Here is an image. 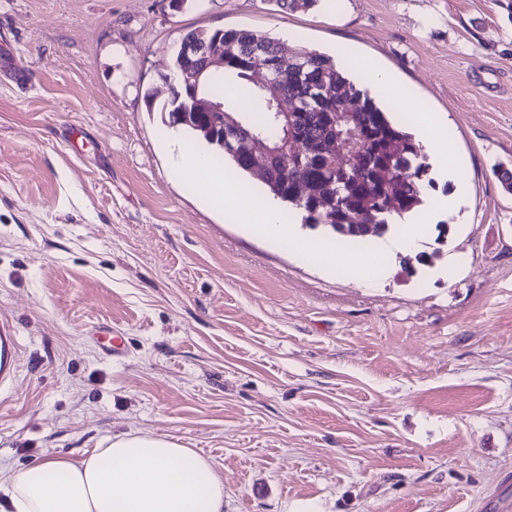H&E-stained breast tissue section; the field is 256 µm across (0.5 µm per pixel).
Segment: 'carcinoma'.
<instances>
[{
	"label": "carcinoma",
	"instance_id": "1",
	"mask_svg": "<svg viewBox=\"0 0 512 512\" xmlns=\"http://www.w3.org/2000/svg\"><path fill=\"white\" fill-rule=\"evenodd\" d=\"M185 39L205 40L224 52V68L209 73L202 92L225 100V88L236 87L250 100L260 117L243 113V126L224 132V142L207 141L217 164L230 162L241 172H250L247 144L253 132L277 141L284 125L272 120V109L253 79L256 68L276 63L272 70L280 91L299 112L296 126L314 154L293 158L277 166L265 181L267 191L288 207L301 210L306 224H324L347 243H367L385 236L391 221L418 210L424 202L422 189L429 165L422 146L404 123L387 116L375 99L354 84L336 66V61L316 51L302 50L283 61L271 38L249 30L190 31ZM359 101L352 117L345 105ZM355 130L362 152L356 164L344 174L324 155L331 138ZM355 224H375L367 236Z\"/></svg>",
	"mask_w": 512,
	"mask_h": 512
}]
</instances>
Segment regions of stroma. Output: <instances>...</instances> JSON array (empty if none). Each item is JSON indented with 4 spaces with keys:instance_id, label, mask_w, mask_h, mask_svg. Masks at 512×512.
I'll use <instances>...</instances> for the list:
<instances>
[{
    "instance_id": "obj_1",
    "label": "stroma",
    "mask_w": 512,
    "mask_h": 512,
    "mask_svg": "<svg viewBox=\"0 0 512 512\" xmlns=\"http://www.w3.org/2000/svg\"><path fill=\"white\" fill-rule=\"evenodd\" d=\"M193 29L378 60L465 160L377 286L206 205L158 135ZM0 469L130 431L209 457L224 512H512V19L498 0H0ZM464 254L458 271L448 256ZM106 324L115 356L94 342ZM13 328L0 323V394L9 393L17 378L16 354L18 343Z\"/></svg>"
}]
</instances>
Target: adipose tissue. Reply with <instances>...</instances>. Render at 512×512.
<instances>
[{"instance_id": "ef3b65f1", "label": "adipose tissue", "mask_w": 512, "mask_h": 512, "mask_svg": "<svg viewBox=\"0 0 512 512\" xmlns=\"http://www.w3.org/2000/svg\"><path fill=\"white\" fill-rule=\"evenodd\" d=\"M414 119L427 152L441 159L448 179L458 180L461 163L440 133V119L421 109ZM184 137L182 127L173 126L161 142L174 152L178 173L203 186L205 202L231 205L274 239H292L277 200L224 175L206 151L187 147ZM397 234V240L378 244L363 265L352 267V274L375 283L383 273L382 256L412 248L421 237L415 227ZM0 497L11 512H224V482L208 457L169 437L133 431L80 460L47 455L20 470L0 472Z\"/></svg>"}]
</instances>
